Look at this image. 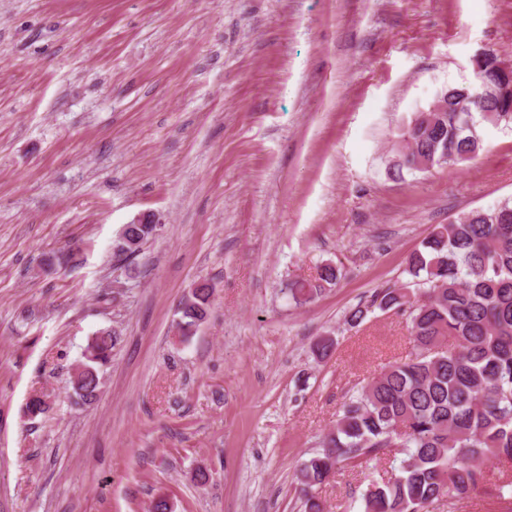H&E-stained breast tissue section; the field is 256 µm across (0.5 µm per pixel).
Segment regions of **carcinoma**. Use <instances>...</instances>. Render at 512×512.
Returning <instances> with one entry per match:
<instances>
[{"label": "carcinoma", "instance_id": "carcinoma-1", "mask_svg": "<svg viewBox=\"0 0 512 512\" xmlns=\"http://www.w3.org/2000/svg\"><path fill=\"white\" fill-rule=\"evenodd\" d=\"M490 52L467 84L478 100L449 99L439 112L406 126L398 166L425 172L476 159L483 130L512 123V77ZM155 224H133L116 256H136L156 233ZM410 281L377 288L351 308L345 322L356 327L378 309L403 318L410 328L409 354L388 362L345 397L342 415L321 448L296 470L303 512H324L316 488L351 472L366 487L351 494L358 512H427L476 497L512 505V200L472 210L436 224L407 259ZM338 280L320 268L314 281H295L292 298L305 302ZM213 289L203 283L179 309L181 336L193 334L208 313ZM117 337L109 331L88 343L73 380L71 398L87 405L99 389L98 366L108 362ZM391 470L367 474L373 460ZM493 461L497 474H489Z\"/></svg>", "mask_w": 512, "mask_h": 512}]
</instances>
